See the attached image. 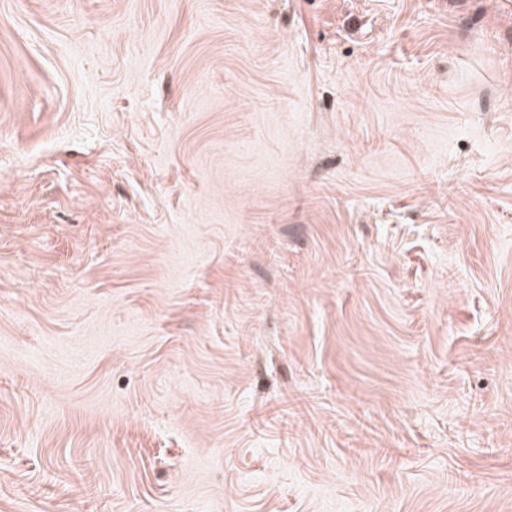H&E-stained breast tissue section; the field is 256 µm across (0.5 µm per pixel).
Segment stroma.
<instances>
[{"mask_svg":"<svg viewBox=\"0 0 512 512\" xmlns=\"http://www.w3.org/2000/svg\"><path fill=\"white\" fill-rule=\"evenodd\" d=\"M0 512H512V0H0Z\"/></svg>","mask_w":512,"mask_h":512,"instance_id":"1","label":"stroma"}]
</instances>
